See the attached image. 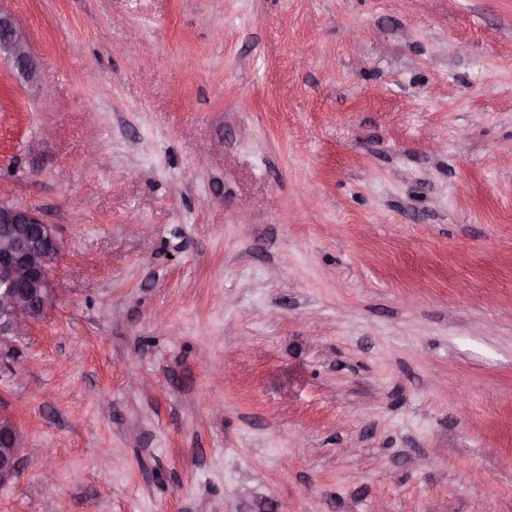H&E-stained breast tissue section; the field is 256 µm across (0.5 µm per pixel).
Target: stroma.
<instances>
[{
	"label": "stroma",
	"instance_id": "35a3bbf8",
	"mask_svg": "<svg viewBox=\"0 0 512 512\" xmlns=\"http://www.w3.org/2000/svg\"><path fill=\"white\" fill-rule=\"evenodd\" d=\"M0 10V200L62 244L0 512H512V0ZM0 60L10 63L12 68L26 81L39 80V72L33 61L27 31L22 22L12 14L0 10Z\"/></svg>",
	"mask_w": 512,
	"mask_h": 512
}]
</instances>
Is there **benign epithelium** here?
I'll return each mask as SVG.
<instances>
[{"mask_svg":"<svg viewBox=\"0 0 512 512\" xmlns=\"http://www.w3.org/2000/svg\"><path fill=\"white\" fill-rule=\"evenodd\" d=\"M0 60L26 81L39 80L27 31L0 11ZM61 255L57 227L34 210L0 202V336H24L55 306L53 276ZM24 450L13 419L0 412V486L18 473Z\"/></svg>","mask_w":512,"mask_h":512,"instance_id":"benign-epithelium-1","label":"benign epithelium"}]
</instances>
